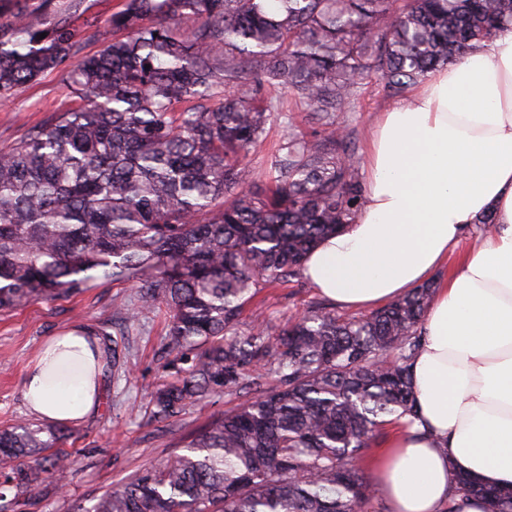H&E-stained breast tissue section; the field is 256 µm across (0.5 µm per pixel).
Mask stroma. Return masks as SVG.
Wrapping results in <instances>:
<instances>
[{
  "mask_svg": "<svg viewBox=\"0 0 512 512\" xmlns=\"http://www.w3.org/2000/svg\"><path fill=\"white\" fill-rule=\"evenodd\" d=\"M88 9L75 16L78 56L98 52L112 40L110 19L121 0H86ZM375 77H368L364 92L353 111L337 113V121L349 124L356 133L355 152L365 156L368 129L376 112L390 105ZM75 101L62 71L56 70L16 89L7 107H0V148L18 143L27 130L53 113L74 107ZM125 290L102 279L70 298L34 302L10 312H0V426L29 417L23 399L27 367L49 336L75 324L96 330L111 329L112 302ZM271 323L283 316L322 306L345 318L349 309L321 296L305 278L297 277L284 288L260 292ZM165 326L161 317L140 321V333L133 339V376L126 384L113 385L111 377L101 381L102 397L93 413L75 427L65 450L75 460V472L65 487L44 484L34 490L24 512H76L90 507L97 497L121 485L144 465L177 452L183 435L201 427L224 412L239 406L243 398L226 395L194 407L175 431H158L145 414L148 387L168 376Z\"/></svg>",
  "mask_w": 512,
  "mask_h": 512,
  "instance_id": "1",
  "label": "stroma"
}]
</instances>
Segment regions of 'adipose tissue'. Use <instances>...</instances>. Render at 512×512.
Returning a JSON list of instances; mask_svg holds the SVG:
<instances>
[{"mask_svg":"<svg viewBox=\"0 0 512 512\" xmlns=\"http://www.w3.org/2000/svg\"><path fill=\"white\" fill-rule=\"evenodd\" d=\"M363 180L362 210L310 252L307 280L350 308L434 286L410 369L417 415L393 428L379 493L389 512H484L449 490L459 473L512 485V26L376 116ZM486 215L494 232L448 270ZM105 362L87 326L51 337L28 367V409L79 424L99 405Z\"/></svg>","mask_w":512,"mask_h":512,"instance_id":"obj_1","label":"adipose tissue"}]
</instances>
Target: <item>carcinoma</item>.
Wrapping results in <instances>:
<instances>
[{
	"instance_id": "cac0c4a2",
	"label": "carcinoma",
	"mask_w": 512,
	"mask_h": 512,
	"mask_svg": "<svg viewBox=\"0 0 512 512\" xmlns=\"http://www.w3.org/2000/svg\"><path fill=\"white\" fill-rule=\"evenodd\" d=\"M6 2L0 99L76 53L71 15L85 0ZM111 24L112 43L66 74L81 106L0 149V311L97 279L129 284L113 314L164 313L172 355L149 421L173 427L194 404L250 398L77 512H360L372 487L358 451L387 417L416 414L410 366L432 286L344 321L317 308L272 325L254 299L362 209L353 130L336 121L360 78L407 98L512 26V0H123ZM275 122L283 135L263 153ZM251 303L257 326L243 333ZM98 335L104 371L128 376L129 339ZM71 437L26 418L0 427V512L69 480ZM457 495L512 512V487L459 475Z\"/></svg>"
}]
</instances>
